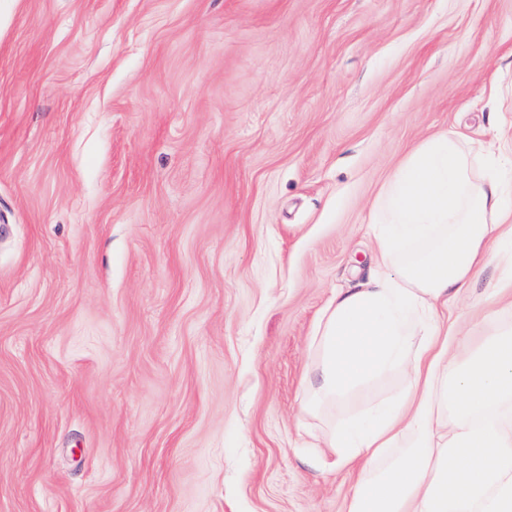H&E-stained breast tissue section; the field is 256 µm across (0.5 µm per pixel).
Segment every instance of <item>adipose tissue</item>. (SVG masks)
<instances>
[{"label":"adipose tissue","instance_id":"ef3b65f1","mask_svg":"<svg viewBox=\"0 0 512 512\" xmlns=\"http://www.w3.org/2000/svg\"><path fill=\"white\" fill-rule=\"evenodd\" d=\"M450 133L417 146L379 192L376 270L332 296L315 327L316 403L397 374L365 416L336 417L328 468L356 475L344 512H512V204L496 174ZM490 326L445 318L489 264Z\"/></svg>","mask_w":512,"mask_h":512}]
</instances>
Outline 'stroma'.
Returning <instances> with one entry per match:
<instances>
[{"instance_id":"obj_1","label":"stroma","mask_w":512,"mask_h":512,"mask_svg":"<svg viewBox=\"0 0 512 512\" xmlns=\"http://www.w3.org/2000/svg\"><path fill=\"white\" fill-rule=\"evenodd\" d=\"M494 124L512 0H0V512H343L315 325Z\"/></svg>"}]
</instances>
